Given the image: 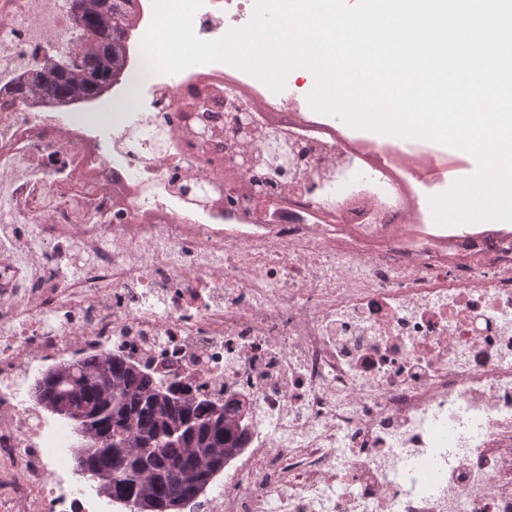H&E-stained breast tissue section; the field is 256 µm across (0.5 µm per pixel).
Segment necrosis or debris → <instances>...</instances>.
Here are the masks:
<instances>
[{
	"mask_svg": "<svg viewBox=\"0 0 512 512\" xmlns=\"http://www.w3.org/2000/svg\"><path fill=\"white\" fill-rule=\"evenodd\" d=\"M255 2L204 0L195 35ZM72 27L61 0H0V77ZM226 70L188 115L192 66L129 68L116 123L0 104V512H128L35 396L43 368L108 355L237 409L241 449L183 512H512V236L435 224L416 175L404 223L293 91L262 109Z\"/></svg>",
	"mask_w": 512,
	"mask_h": 512,
	"instance_id": "obj_1",
	"label": "necrosis or debris"
}]
</instances>
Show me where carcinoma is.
Returning a JSON list of instances; mask_svg holds the SVG:
<instances>
[{"mask_svg":"<svg viewBox=\"0 0 512 512\" xmlns=\"http://www.w3.org/2000/svg\"><path fill=\"white\" fill-rule=\"evenodd\" d=\"M133 0H71L80 34L60 55L44 56L0 86V96L32 107L90 103L119 83L113 59L127 62L137 14ZM39 403L75 422L79 462L89 477L136 512L183 506L224 468L238 448L228 409L188 391L164 387L123 359L90 357L51 369Z\"/></svg>","mask_w":512,"mask_h":512,"instance_id":"carcinoma-1","label":"carcinoma"}]
</instances>
